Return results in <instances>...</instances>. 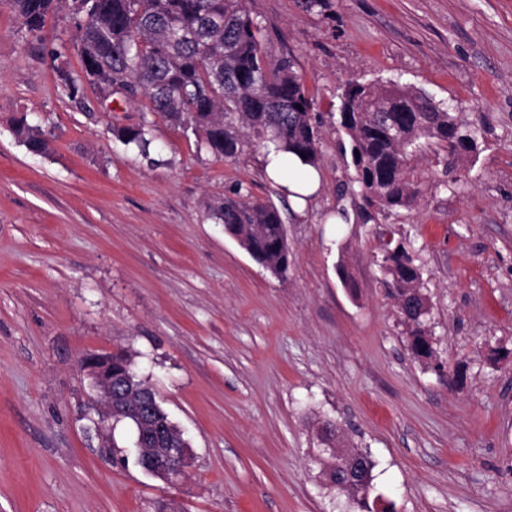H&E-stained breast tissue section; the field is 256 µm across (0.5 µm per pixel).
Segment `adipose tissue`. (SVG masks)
Segmentation results:
<instances>
[{
    "label": "adipose tissue",
    "mask_w": 512,
    "mask_h": 512,
    "mask_svg": "<svg viewBox=\"0 0 512 512\" xmlns=\"http://www.w3.org/2000/svg\"><path fill=\"white\" fill-rule=\"evenodd\" d=\"M264 162L268 177L281 188L297 210H304L308 198L321 187L318 169L296 156L274 150L266 152Z\"/></svg>",
    "instance_id": "adipose-tissue-1"
}]
</instances>
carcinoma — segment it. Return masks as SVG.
Instances as JSON below:
<instances>
[{"instance_id": "obj_1", "label": "carcinoma", "mask_w": 512, "mask_h": 512, "mask_svg": "<svg viewBox=\"0 0 512 512\" xmlns=\"http://www.w3.org/2000/svg\"><path fill=\"white\" fill-rule=\"evenodd\" d=\"M28 32L40 37L46 17L63 8L78 16L76 50L80 74L59 72L70 97L90 87L102 97L116 88L125 97L148 99L147 110L197 137V150L217 158H234L241 132L258 145L298 156L318 167L320 134L312 122L307 95L293 59L273 56L251 17L247 0H6ZM339 127L349 137L354 175L350 185L359 197L363 220L388 218L409 210L426 191L418 161L448 162L474 152L481 129L459 123L412 86L396 82L351 81L339 107ZM13 134L28 152L43 155L49 142L42 130L21 117ZM124 145L150 155L151 122L116 127ZM211 218L224 225L247 253L273 275L289 267L290 249L282 216L270 203L239 191L210 205ZM380 265L389 296L409 328L414 356L430 358L424 319L429 306L422 293L420 267L414 264L393 229L386 230ZM375 462L342 464L327 473L362 512H396L395 504L369 501Z\"/></svg>"}]
</instances>
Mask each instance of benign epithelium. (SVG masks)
<instances>
[{
	"mask_svg": "<svg viewBox=\"0 0 512 512\" xmlns=\"http://www.w3.org/2000/svg\"><path fill=\"white\" fill-rule=\"evenodd\" d=\"M81 369L95 391L93 408L98 414V427L106 431L114 422L134 417L136 461L142 470L167 484L182 476V455L187 452L188 441L175 426L150 429L151 416L158 404L154 388L134 385L125 366L112 367L110 354L83 358Z\"/></svg>",
	"mask_w": 512,
	"mask_h": 512,
	"instance_id": "benign-epithelium-1",
	"label": "benign epithelium"
}]
</instances>
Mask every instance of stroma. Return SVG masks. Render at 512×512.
<instances>
[{
    "instance_id": "stroma-1",
    "label": "stroma",
    "mask_w": 512,
    "mask_h": 512,
    "mask_svg": "<svg viewBox=\"0 0 512 512\" xmlns=\"http://www.w3.org/2000/svg\"><path fill=\"white\" fill-rule=\"evenodd\" d=\"M248 8L313 100L322 184L300 213L254 143L220 160L159 117L150 156L121 144L144 98H71L51 51L74 20L36 39L0 0V512H354L322 474L325 420L371 454L397 512H512V0ZM352 80L410 84L482 129L452 173L423 162L437 189L390 218L423 273L429 359L343 190ZM22 114L49 153L15 140ZM237 190L279 209L286 278L209 218ZM118 351L191 443L176 483L135 465L127 423L107 446L95 430L79 360Z\"/></svg>"
}]
</instances>
